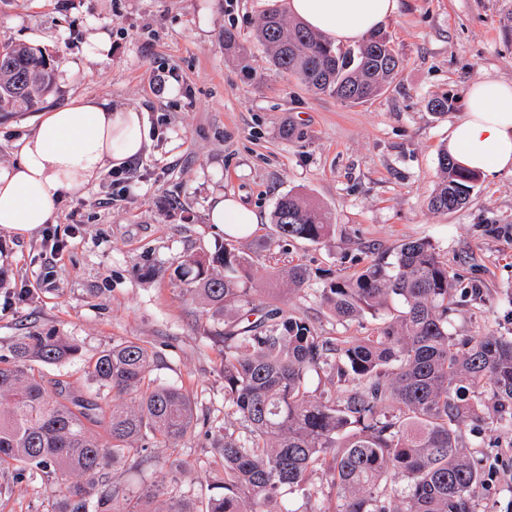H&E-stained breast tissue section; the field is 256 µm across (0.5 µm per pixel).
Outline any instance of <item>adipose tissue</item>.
I'll return each instance as SVG.
<instances>
[{
	"instance_id": "1",
	"label": "adipose tissue",
	"mask_w": 512,
	"mask_h": 512,
	"mask_svg": "<svg viewBox=\"0 0 512 512\" xmlns=\"http://www.w3.org/2000/svg\"><path fill=\"white\" fill-rule=\"evenodd\" d=\"M398 0H285L289 14L337 43H354L384 25ZM150 143L143 110L82 97L48 112L20 142L16 163L0 165V230L20 237L51 223L65 199L83 193L108 169L128 164ZM448 152L487 180L512 175V82L488 77L468 91L464 114L448 134ZM210 221L231 235L260 218L231 196L216 195Z\"/></svg>"
}]
</instances>
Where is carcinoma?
<instances>
[{
  "label": "carcinoma",
  "mask_w": 512,
  "mask_h": 512,
  "mask_svg": "<svg viewBox=\"0 0 512 512\" xmlns=\"http://www.w3.org/2000/svg\"><path fill=\"white\" fill-rule=\"evenodd\" d=\"M276 71L318 94L360 104L386 93L403 58L385 33L355 48L334 46L275 8L256 30ZM53 88L51 59L25 44H0V112L34 106ZM430 209H461L479 176L444 149ZM273 231L284 243H322L330 235L320 208L297 194L280 197ZM209 272L202 261L182 268L185 291L216 310L230 301L242 312L224 333V446L218 448V492L195 499L168 473L136 498H119L106 479L109 463L129 458L153 465L164 448L176 468L179 445L192 432L195 405L185 391L151 378L155 352L134 341L102 350L88 373L112 389L107 407L69 383L46 386L41 365L76 356L65 336L34 334L0 357V469L21 479L42 474L61 494L49 512H296L285 491L318 494L314 477L332 476L336 512H476L485 479L462 430L489 412L512 429V336H474L456 343L448 306L456 282L436 248L409 239L352 276L320 289V300L343 327L371 315L366 334L321 336L307 319L256 301L248 259L220 247ZM325 376L318 393L310 372ZM101 429L106 442L92 432Z\"/></svg>",
  "instance_id": "cac0c4a2"
}]
</instances>
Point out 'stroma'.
<instances>
[{
	"instance_id": "35a3bbf8",
	"label": "stroma",
	"mask_w": 512,
	"mask_h": 512,
	"mask_svg": "<svg viewBox=\"0 0 512 512\" xmlns=\"http://www.w3.org/2000/svg\"><path fill=\"white\" fill-rule=\"evenodd\" d=\"M283 0H0V42H23L53 61L52 92L32 108L0 112V165L18 159L21 139L46 112L71 100L105 97L147 113L151 145L133 161L126 186L111 173L66 199L52 223L20 238L0 230V356L30 333L52 329L78 354L43 368L112 402L86 373L91 357L132 340L158 354L157 383L182 388L196 403L195 428L181 444V490L208 496L224 437V327L236 303L214 311L183 294L177 275L191 257L223 243L247 253L258 299L307 318L323 336L376 327L364 317L337 325L319 288L361 270L412 238L429 239L457 281L448 330L457 340L512 336V175L478 181L467 205L442 214L428 201L438 155L463 115L471 84L512 81V0H399L383 27L403 57L390 90L347 105L279 74L256 39L263 13ZM232 30L242 54L224 49ZM107 35L105 57L84 47ZM164 74L157 85L156 74ZM447 95L454 106L427 108ZM319 205L332 226L324 243L284 245L271 234L286 193ZM237 198L262 222L246 236L211 224L209 200ZM307 268L304 290L288 291V266ZM488 485L476 512H512V431L485 421L467 427ZM152 468H108L111 485L136 497L169 467L155 449ZM58 487L43 475L16 480L0 470V512H46Z\"/></svg>"
}]
</instances>
